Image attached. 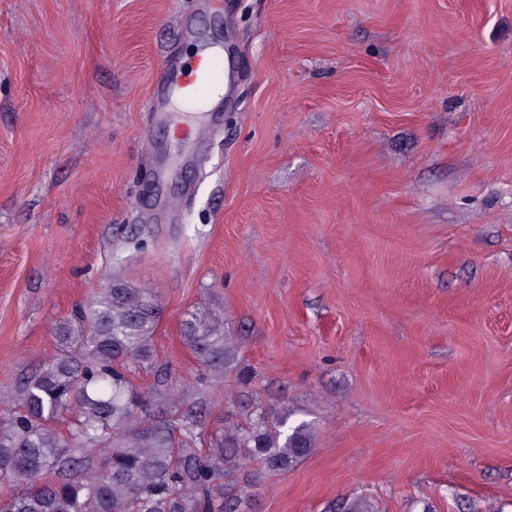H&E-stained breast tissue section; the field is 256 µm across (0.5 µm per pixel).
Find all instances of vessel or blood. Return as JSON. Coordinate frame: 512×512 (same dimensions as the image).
I'll return each instance as SVG.
<instances>
[{
  "instance_id": "obj_1",
  "label": "vessel or blood",
  "mask_w": 512,
  "mask_h": 512,
  "mask_svg": "<svg viewBox=\"0 0 512 512\" xmlns=\"http://www.w3.org/2000/svg\"><path fill=\"white\" fill-rule=\"evenodd\" d=\"M224 72V56L216 51H202L194 69L188 74L176 62H167L163 86L156 92L153 101L157 120L166 119L172 95L205 103L213 84L223 78Z\"/></svg>"
}]
</instances>
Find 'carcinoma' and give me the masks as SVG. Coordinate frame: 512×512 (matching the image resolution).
I'll return each mask as SVG.
<instances>
[{"mask_svg": "<svg viewBox=\"0 0 512 512\" xmlns=\"http://www.w3.org/2000/svg\"><path fill=\"white\" fill-rule=\"evenodd\" d=\"M161 315L154 292L115 276L58 325L59 353L0 415V512H247L246 488L311 452L309 422L264 406L241 425L206 429L204 402L171 389L166 367L151 389L134 388L129 375L154 364ZM182 340L212 381L251 380L223 315L188 312ZM336 512L373 507L343 498Z\"/></svg>", "mask_w": 512, "mask_h": 512, "instance_id": "carcinoma-1", "label": "carcinoma"}]
</instances>
